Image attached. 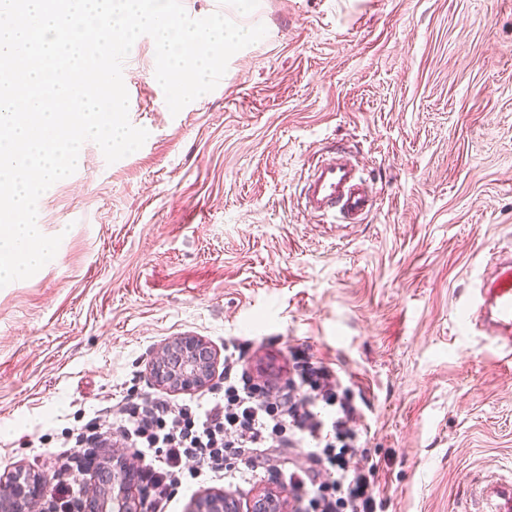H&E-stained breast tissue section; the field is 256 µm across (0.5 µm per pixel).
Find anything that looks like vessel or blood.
<instances>
[{"instance_id":"obj_1","label":"vessel or blood","mask_w":512,"mask_h":512,"mask_svg":"<svg viewBox=\"0 0 512 512\" xmlns=\"http://www.w3.org/2000/svg\"><path fill=\"white\" fill-rule=\"evenodd\" d=\"M304 211L316 218L336 214L360 221L376 206L357 163L349 152L322 153L307 170L301 192ZM471 319L488 341L512 350V255L499 258L491 277L469 300ZM463 512H512V480L486 475L476 480Z\"/></svg>"}]
</instances>
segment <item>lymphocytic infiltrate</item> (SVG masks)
<instances>
[{
    "mask_svg": "<svg viewBox=\"0 0 512 512\" xmlns=\"http://www.w3.org/2000/svg\"><path fill=\"white\" fill-rule=\"evenodd\" d=\"M247 342L224 345L223 394L174 403L124 397L119 429L139 461L142 512H168L180 491L226 478L288 488L298 512H384L380 461L371 459L365 398L309 348L286 349L282 382L250 375ZM298 448L301 460L271 465L270 451ZM76 476L57 474L40 512H86Z\"/></svg>",
    "mask_w": 512,
    "mask_h": 512,
    "instance_id": "obj_1",
    "label": "lymphocytic infiltrate"
}]
</instances>
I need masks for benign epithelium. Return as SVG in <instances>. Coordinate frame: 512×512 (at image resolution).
<instances>
[{
  "label": "benign epithelium",
  "mask_w": 512,
  "mask_h": 512,
  "mask_svg": "<svg viewBox=\"0 0 512 512\" xmlns=\"http://www.w3.org/2000/svg\"><path fill=\"white\" fill-rule=\"evenodd\" d=\"M216 354L195 336H180L169 341L152 363L151 374L163 386L189 391L212 377ZM136 475L135 458L125 454L111 469V476L94 484L91 498L94 512H134L132 487ZM43 492V480L13 473L0 477V512H32ZM194 512H241L238 502L218 493L198 502ZM248 512H285L280 493L268 491L248 506Z\"/></svg>",
  "instance_id": "benign-epithelium-1"
}]
</instances>
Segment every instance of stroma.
Instances as JSON below:
<instances>
[{"label":"stroma","instance_id":"35a3bbf8","mask_svg":"<svg viewBox=\"0 0 512 512\" xmlns=\"http://www.w3.org/2000/svg\"><path fill=\"white\" fill-rule=\"evenodd\" d=\"M264 25L217 87L171 114L154 41L124 61L149 136L107 163L85 142L38 200L55 257L0 288V475L50 479L66 431L115 394L158 392L178 336L254 372L304 344L360 386L385 512H455L468 478L512 474V359L468 328L512 248V0H182ZM346 149L377 196L357 224L308 217L314 155ZM265 484L209 482L176 512Z\"/></svg>","mask_w":512,"mask_h":512}]
</instances>
